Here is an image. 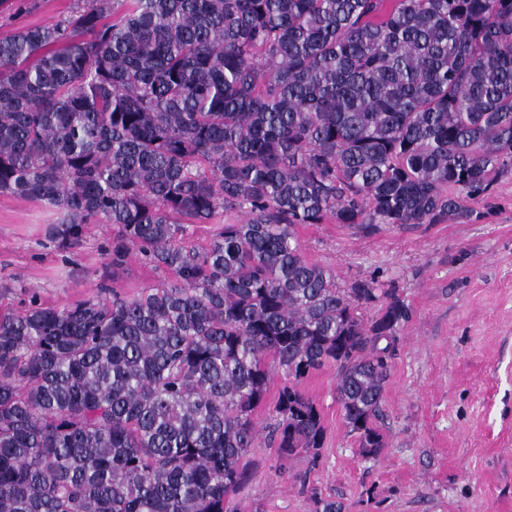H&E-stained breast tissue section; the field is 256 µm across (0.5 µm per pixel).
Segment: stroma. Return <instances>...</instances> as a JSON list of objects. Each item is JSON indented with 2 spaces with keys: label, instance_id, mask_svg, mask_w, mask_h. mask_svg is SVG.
<instances>
[{
  "label": "stroma",
  "instance_id": "35a3bbf8",
  "mask_svg": "<svg viewBox=\"0 0 512 512\" xmlns=\"http://www.w3.org/2000/svg\"><path fill=\"white\" fill-rule=\"evenodd\" d=\"M75 3L21 0L0 14V35L53 22ZM57 221L38 202L0 196V311L33 300L63 307L103 284L132 297L162 280L136 253L113 269L111 225H86L64 248L50 236ZM297 237L337 287L371 281L409 307L374 420L384 446L363 453L344 423L335 367L316 371L299 387L323 419L318 453L284 462L262 442L241 512H317L321 500L339 512H512V174L466 222L366 233L328 221L299 226Z\"/></svg>",
  "mask_w": 512,
  "mask_h": 512
}]
</instances>
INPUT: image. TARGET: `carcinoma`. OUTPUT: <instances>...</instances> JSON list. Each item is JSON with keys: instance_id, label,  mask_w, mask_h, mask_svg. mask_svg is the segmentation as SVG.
<instances>
[{"instance_id": "carcinoma-1", "label": "carcinoma", "mask_w": 512, "mask_h": 512, "mask_svg": "<svg viewBox=\"0 0 512 512\" xmlns=\"http://www.w3.org/2000/svg\"><path fill=\"white\" fill-rule=\"evenodd\" d=\"M385 2L78 0L0 38V194L170 274L0 313V512H237L276 370L282 458L320 448L297 383L325 365L380 452L409 308L364 321L377 289L337 287L297 226L469 219L512 167V0ZM218 224H190L186 235V245L204 252L210 245Z\"/></svg>"}]
</instances>
